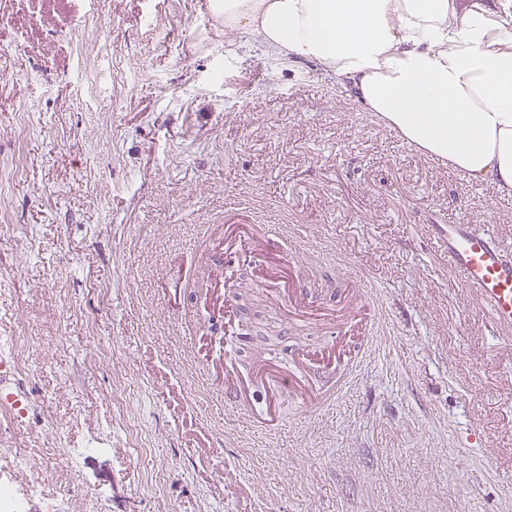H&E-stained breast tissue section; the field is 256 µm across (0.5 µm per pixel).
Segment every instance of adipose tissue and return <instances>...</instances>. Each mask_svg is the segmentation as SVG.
Returning a JSON list of instances; mask_svg holds the SVG:
<instances>
[{"mask_svg": "<svg viewBox=\"0 0 512 512\" xmlns=\"http://www.w3.org/2000/svg\"><path fill=\"white\" fill-rule=\"evenodd\" d=\"M225 31L320 63L402 142L512 194V0H209Z\"/></svg>", "mask_w": 512, "mask_h": 512, "instance_id": "obj_1", "label": "adipose tissue"}]
</instances>
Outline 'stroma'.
Masks as SVG:
<instances>
[{
    "label": "stroma",
    "mask_w": 512,
    "mask_h": 512,
    "mask_svg": "<svg viewBox=\"0 0 512 512\" xmlns=\"http://www.w3.org/2000/svg\"><path fill=\"white\" fill-rule=\"evenodd\" d=\"M236 208L275 242L219 266ZM462 220L512 242V196L208 0H0V397L27 405L0 476L38 478L27 512H512V344L429 238ZM274 269L333 306L362 278L381 317L339 396L282 394L271 434L270 388L233 404L214 373L332 339L246 298Z\"/></svg>",
    "instance_id": "1"
}]
</instances>
